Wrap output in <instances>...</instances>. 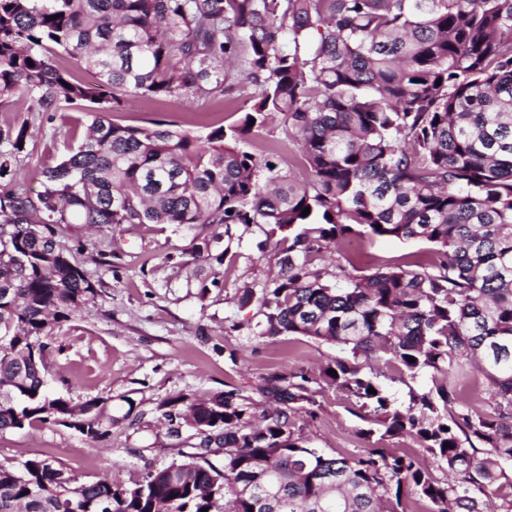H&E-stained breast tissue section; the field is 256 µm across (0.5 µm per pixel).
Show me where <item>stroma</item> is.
Wrapping results in <instances>:
<instances>
[{
	"instance_id": "1",
	"label": "stroma",
	"mask_w": 512,
	"mask_h": 512,
	"mask_svg": "<svg viewBox=\"0 0 512 512\" xmlns=\"http://www.w3.org/2000/svg\"><path fill=\"white\" fill-rule=\"evenodd\" d=\"M248 95L229 98L210 94L189 98H131L112 112L113 122L147 126L154 121L180 125L205 136L219 125H230L248 107ZM90 120L76 109L32 112L25 102L0 100V129L26 126L25 151L18 169L35 183L38 172L55 165L76 145ZM248 151L273 154L279 167L295 164L299 147L279 123L246 142ZM57 239L92 279L101 283L100 296L81 307L70 320L52 324L51 336L64 347L52 356L47 376L52 392L72 403L101 399L112 432L102 441L77 430L38 424L0 432V462L42 458L68 467L83 484L102 475L134 484L147 473L180 460L188 451L192 430L171 438L161 418L163 403L191 402L234 388L255 396L262 376L274 371H314L334 357V346L305 336L260 338L254 334L257 304L239 307L244 287L261 289L275 267V251L260 230L232 245V259L220 288H202L211 277L205 263L180 268L167 261L185 249L187 232L174 224H139L93 228L65 225ZM421 241L363 238L348 257L357 270L370 273L391 264L410 263L429 254ZM315 418L295 417L311 446L332 455L361 453L367 441L362 420L350 412L341 392L324 387Z\"/></svg>"
}]
</instances>
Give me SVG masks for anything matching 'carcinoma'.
Returning a JSON list of instances; mask_svg holds the SVG:
<instances>
[{
	"mask_svg": "<svg viewBox=\"0 0 512 512\" xmlns=\"http://www.w3.org/2000/svg\"><path fill=\"white\" fill-rule=\"evenodd\" d=\"M63 53L94 81L54 64ZM252 104L198 137L171 122L104 117L130 97L227 96ZM39 112L93 114L77 147L17 178L27 128L0 130V431L65 419L110 435L99 399L75 406L46 389L48 319L100 296L55 237L65 224H203L186 256L222 266L257 226L279 267L257 299L260 337L299 335L339 354L319 370L273 372L163 416L224 433L216 448L124 486L78 485L47 459L0 464V512H512V0H0V98ZM280 119L309 180L244 149ZM308 215H303L305 208ZM381 228H376V225ZM353 236L417 240L432 257L325 279L314 255ZM432 386L396 404L383 368ZM488 411L461 401L472 372ZM353 400L364 452L335 456L294 427L314 413L317 381ZM375 393H369V389ZM417 437L448 479L379 444ZM450 447H444V444Z\"/></svg>",
	"mask_w": 512,
	"mask_h": 512,
	"instance_id": "1",
	"label": "carcinoma"
}]
</instances>
